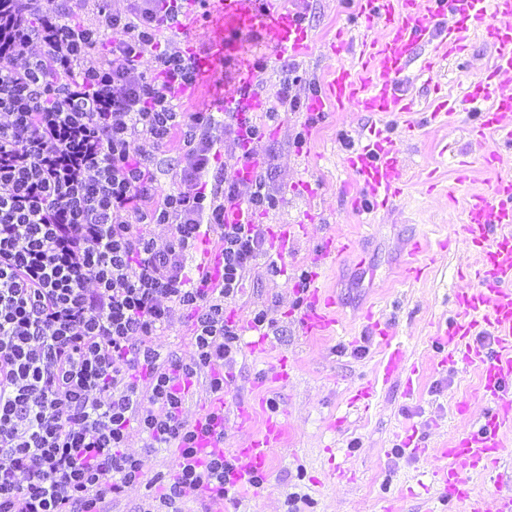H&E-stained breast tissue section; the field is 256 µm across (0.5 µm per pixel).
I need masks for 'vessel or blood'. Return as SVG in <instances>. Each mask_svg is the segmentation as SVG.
I'll use <instances>...</instances> for the list:
<instances>
[{"label": "vessel or blood", "mask_w": 512, "mask_h": 512, "mask_svg": "<svg viewBox=\"0 0 512 512\" xmlns=\"http://www.w3.org/2000/svg\"><path fill=\"white\" fill-rule=\"evenodd\" d=\"M198 0H185L180 25L179 48L191 64L194 86H209L213 72L223 60L228 36H258L278 54L306 57L317 41L307 22L302 4L275 5L273 0H208V37L198 42L193 35L197 22ZM359 14L366 26L384 29L380 41L361 42L351 63L333 70L307 101V110L317 115L326 107L336 111L355 109L376 115L404 114L412 99L397 86V78L410 65L417 48L428 56L425 70H433L458 56L471 36L478 35L493 51L492 63L468 88L470 102L490 100V107L477 114L472 134L478 142L494 136L512 145V90L490 96L488 88L505 75L512 77V0H359ZM261 72L255 66H241L233 90L224 91V111L241 120L266 111L267 98L256 85ZM343 164L356 177L358 190L349 206L357 215H371L389 208L407 184V158L399 143L381 130H369L343 155ZM256 220L244 202L226 204L224 221L251 224ZM305 224H280L272 232L277 254L290 252L304 235ZM464 232L479 255L481 289L457 295L458 320L438 327L436 348L439 354L453 352L462 360L477 365L485 392L496 401L479 427L456 440L444 455L446 469L438 480L449 500L459 503L463 512H512V492L472 495L467 480L470 469L480 463L498 464L504 446L505 427L512 425V179L497 178L489 194L471 196L464 221ZM428 240H414L410 260L404 269L408 279L420 278L425 270ZM350 237L332 234L324 238L296 285L303 308L299 322L304 336H329L340 319L334 293L322 288L319 280L337 257L354 253ZM221 249L201 253L195 265L197 283L203 288L218 287L222 278ZM489 329L497 348L488 353L474 348L469 338L475 329ZM210 420L200 432L197 448L206 455L221 453L224 443L221 428L234 424L243 428L252 422L254 409L230 403L223 395H212L204 409ZM284 423L278 413H268L259 433L242 446L232 449L235 466L232 483L254 485L267 473L272 448L281 440Z\"/></svg>", "instance_id": "1"}]
</instances>
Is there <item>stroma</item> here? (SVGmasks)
I'll return each instance as SVG.
<instances>
[{
  "mask_svg": "<svg viewBox=\"0 0 512 512\" xmlns=\"http://www.w3.org/2000/svg\"><path fill=\"white\" fill-rule=\"evenodd\" d=\"M307 21L320 43L306 58L271 57L257 39L238 40L234 58L262 57L270 98L280 92L281 69L298 70L302 81L291 92L307 98L351 52L327 53L323 45L338 31L354 40H379L383 32L366 27L357 17L356 0H309ZM483 39L472 38L458 58L433 72L411 63L400 84L417 102L414 137L404 135L405 116H379L348 109L323 112L307 126L305 112L279 108L275 119L259 115L267 134L257 144L267 167V188L276 195L275 209L262 211L264 229L306 220L307 233L292 253L261 255L228 310L249 317L266 310L275 325L264 355L240 349L226 367L225 389L234 402L255 406L257 419L270 411L284 415V433L270 454L262 488L238 493L226 502V512H462L443 497L436 471L447 459L442 450L466 434L495 407L483 391L476 366L442 362L434 349L436 330L451 321L457 295L480 288L478 254L463 231L470 195L487 194L495 176H512V146L497 144L494 172L473 164L461 190H454L460 161H471L468 129L479 109L465 101L469 85L489 63ZM459 100L457 110L442 121L429 118L432 85ZM388 129L402 139L409 159L408 187L391 208L370 217L351 213L346 187L354 174L343 167L346 144L364 128ZM311 193H303L302 183ZM354 238L358 257L342 256L330 265L322 283L333 289L345 318L335 335H302L294 314L297 297L285 271L306 266L327 233ZM428 239L425 274L406 280L401 268L410 242ZM278 272H270L269 263ZM372 310L387 320L391 343L403 354L401 375L385 376L386 348L362 335L361 316ZM164 352L187 359L194 353L188 316L173 310L170 322L156 338ZM288 358V381L274 379L280 358ZM373 382L368 409L351 407L350 400L364 382ZM419 452H412V445ZM128 452L141 457L144 479L117 497L107 499L106 512H145L156 494L155 480L170 475L173 449L145 450L139 433H131ZM350 469L351 479L327 481L331 468Z\"/></svg>",
  "mask_w": 512,
  "mask_h": 512,
  "instance_id": "stroma-1",
  "label": "stroma"
}]
</instances>
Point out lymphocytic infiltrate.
Returning <instances> with one entry per match:
<instances>
[{"instance_id": "lymphocytic-infiltrate-1", "label": "lymphocytic infiltrate", "mask_w": 512, "mask_h": 512, "mask_svg": "<svg viewBox=\"0 0 512 512\" xmlns=\"http://www.w3.org/2000/svg\"><path fill=\"white\" fill-rule=\"evenodd\" d=\"M178 0H0V512H105L140 482L146 449L175 448L147 512H182L209 490L228 499V457L199 460L182 384L233 361L240 328L226 299L265 251L258 224H228L232 169L211 175L225 139L250 153L257 124L181 109L193 71L163 40ZM153 57L154 72L142 68ZM178 142L174 187L153 154ZM151 224L172 228L158 246ZM218 237L223 284L186 279L183 257ZM192 316L190 360L153 344L173 308Z\"/></svg>"}]
</instances>
